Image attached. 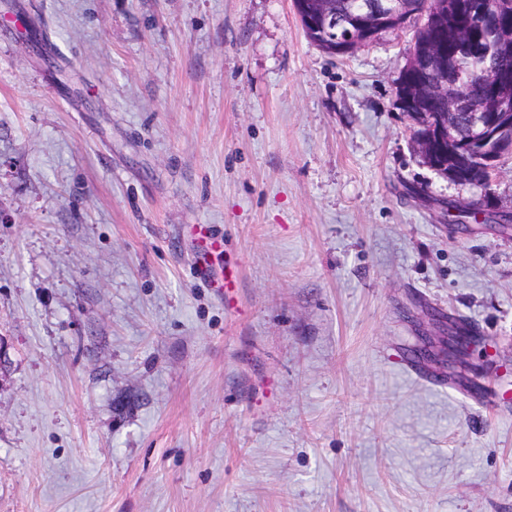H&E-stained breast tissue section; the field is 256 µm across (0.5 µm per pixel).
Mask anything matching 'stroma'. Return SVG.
<instances>
[{
    "instance_id": "stroma-1",
    "label": "stroma",
    "mask_w": 512,
    "mask_h": 512,
    "mask_svg": "<svg viewBox=\"0 0 512 512\" xmlns=\"http://www.w3.org/2000/svg\"><path fill=\"white\" fill-rule=\"evenodd\" d=\"M411 41L0 0V512H512V223H455L412 151ZM448 323L473 347L412 381ZM193 234L196 241V258L193 265L197 273L207 282L209 288L224 298V293L230 292L234 285V274L225 272L222 268L216 267L210 257L219 254L223 247L221 239L213 237L206 224H195Z\"/></svg>"
}]
</instances>
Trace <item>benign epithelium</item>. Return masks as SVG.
Returning <instances> with one entry per match:
<instances>
[{"mask_svg": "<svg viewBox=\"0 0 512 512\" xmlns=\"http://www.w3.org/2000/svg\"><path fill=\"white\" fill-rule=\"evenodd\" d=\"M311 4L306 24L331 37L332 50L339 56L352 55L386 33L412 32V47L400 72L396 97L400 110L415 118L413 152L446 180L481 189L474 198L452 202L455 211L464 213L476 207L481 218L491 212L489 187L504 158L512 156V70L485 73L484 81L493 96L488 102L471 101L465 97L470 77L460 61L480 47L462 36L450 55L434 33L454 26L460 14L468 13L490 32L487 51L512 52V24L499 20L479 0H446L437 11L422 0H385L382 7L366 8L341 22L336 21L334 0H311ZM423 66L441 79L410 82V75ZM435 98L447 103L445 111H426V103ZM463 111L471 118L465 135L458 127V115Z\"/></svg>", "mask_w": 512, "mask_h": 512, "instance_id": "obj_1", "label": "benign epithelium"}]
</instances>
